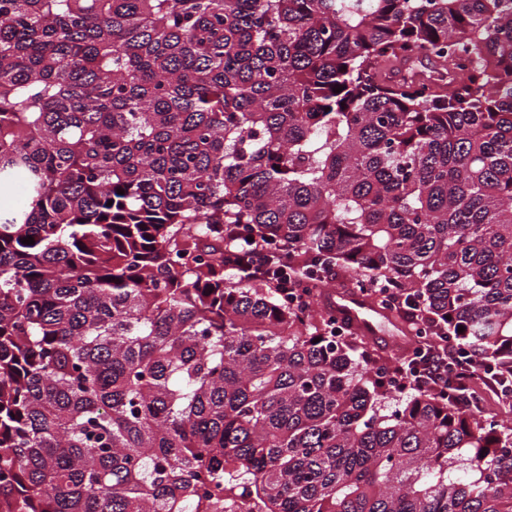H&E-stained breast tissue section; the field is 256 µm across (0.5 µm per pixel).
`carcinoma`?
<instances>
[{
    "instance_id": "cac0c4a2",
    "label": "carcinoma",
    "mask_w": 512,
    "mask_h": 512,
    "mask_svg": "<svg viewBox=\"0 0 512 512\" xmlns=\"http://www.w3.org/2000/svg\"><path fill=\"white\" fill-rule=\"evenodd\" d=\"M19 175L0 512H512L453 369L381 414L336 315L233 263L398 288L512 384V0H0ZM244 266L247 272L254 278H262L267 275L266 250L264 247L255 246L243 251Z\"/></svg>"
}]
</instances>
